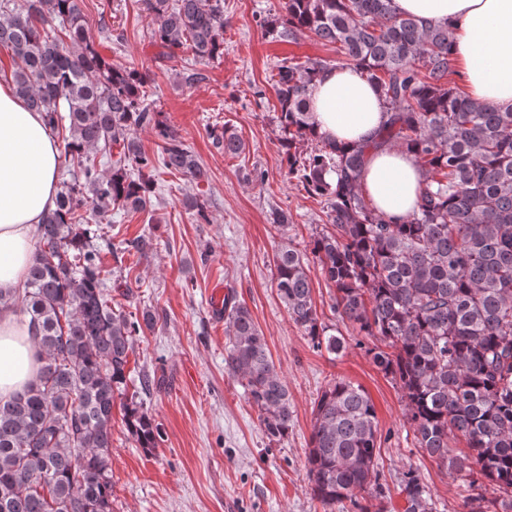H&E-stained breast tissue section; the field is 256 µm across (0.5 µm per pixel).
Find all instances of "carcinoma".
<instances>
[{"mask_svg":"<svg viewBox=\"0 0 512 512\" xmlns=\"http://www.w3.org/2000/svg\"><path fill=\"white\" fill-rule=\"evenodd\" d=\"M162 56L186 48L200 60L224 52V0H145ZM84 0H0V47L11 51L12 85L62 137L63 180L44 215L15 302L40 353L36 381L0 401V512H112V408L125 393L134 340L156 322L112 310L98 241L113 209L151 206L157 164L206 177L195 155L146 103L150 74L114 65L97 50ZM260 26L274 40L305 34L340 58H285L272 76L285 175L320 200L329 228L305 250L283 245L277 296L313 348L339 354L345 337L317 310L314 259L332 308L398 387L415 447L451 476L469 477L467 512H512V110L471 98L451 82L453 26L398 12L394 0H282ZM354 65L375 88L386 120L366 143L341 146L313 131L318 76ZM161 141L158 160L137 131ZM224 154L245 145L227 126L211 132ZM405 149L422 177L416 208L394 223L367 201L370 154ZM184 205L208 224L205 202ZM224 371L243 388L271 441L294 427L288 386L250 310L224 295ZM138 447L162 433L143 403H123ZM379 423L365 389L334 378L313 406L306 470L326 512H393L380 482ZM465 441L470 454L448 455ZM403 512H434L421 474L399 486Z\"/></svg>","mask_w":512,"mask_h":512,"instance_id":"1","label":"carcinoma"}]
</instances>
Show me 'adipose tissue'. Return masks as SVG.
Listing matches in <instances>:
<instances>
[{
  "instance_id": "obj_1",
  "label": "adipose tissue",
  "mask_w": 512,
  "mask_h": 512,
  "mask_svg": "<svg viewBox=\"0 0 512 512\" xmlns=\"http://www.w3.org/2000/svg\"><path fill=\"white\" fill-rule=\"evenodd\" d=\"M399 12L451 23L453 53L470 97L512 109V0H395ZM318 130L339 144L371 140L384 116L374 88L354 67L327 71L312 91ZM61 162L41 113L0 83V293L20 295L42 217L56 207ZM363 187L386 218L401 221L416 206L421 176L402 149L371 155ZM38 349L28 322L0 306V399L30 383Z\"/></svg>"
}]
</instances>
